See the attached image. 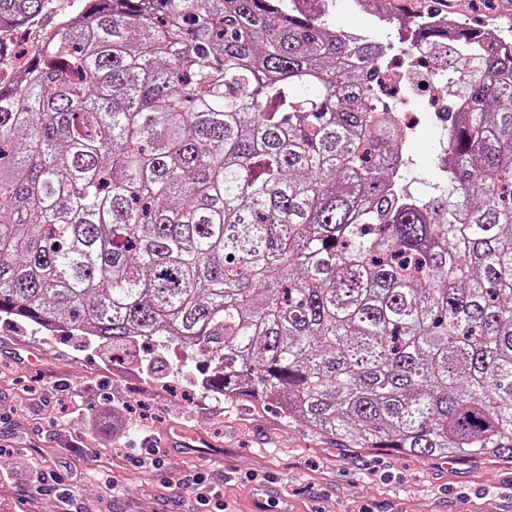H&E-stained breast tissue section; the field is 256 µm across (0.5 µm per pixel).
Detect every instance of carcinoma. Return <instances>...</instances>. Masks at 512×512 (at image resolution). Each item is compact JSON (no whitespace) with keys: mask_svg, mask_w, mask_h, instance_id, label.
I'll return each instance as SVG.
<instances>
[{"mask_svg":"<svg viewBox=\"0 0 512 512\" xmlns=\"http://www.w3.org/2000/svg\"><path fill=\"white\" fill-rule=\"evenodd\" d=\"M295 2L84 0L0 82V313L176 344L343 448L512 462V40L407 23L467 101L415 196L394 44ZM49 3L0 0V58Z\"/></svg>","mask_w":512,"mask_h":512,"instance_id":"obj_1","label":"carcinoma"}]
</instances>
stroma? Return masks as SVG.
Segmentation results:
<instances>
[{"instance_id": "stroma-1", "label": "stroma", "mask_w": 512, "mask_h": 512, "mask_svg": "<svg viewBox=\"0 0 512 512\" xmlns=\"http://www.w3.org/2000/svg\"><path fill=\"white\" fill-rule=\"evenodd\" d=\"M82 0H54L17 30L41 50ZM433 9L512 39V0H390L388 16ZM436 138L422 128L410 190L431 191ZM160 369L105 357L93 339L0 314V512H512V464L337 447L303 423L197 387L202 361ZM113 411L121 440L88 430ZM193 445L169 447L174 431Z\"/></svg>"}]
</instances>
